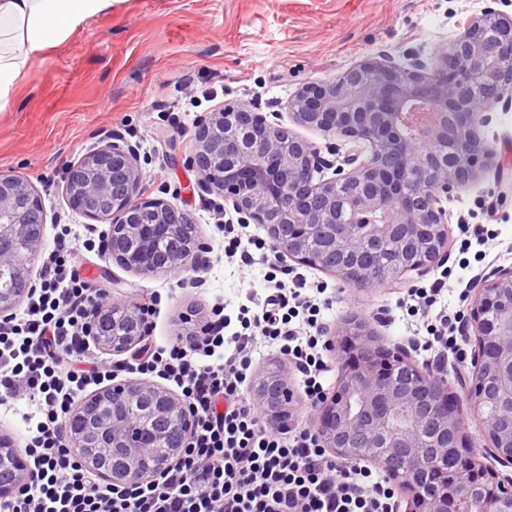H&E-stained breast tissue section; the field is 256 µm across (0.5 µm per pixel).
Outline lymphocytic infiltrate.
I'll list each match as a JSON object with an SVG mask.
<instances>
[{
  "mask_svg": "<svg viewBox=\"0 0 512 512\" xmlns=\"http://www.w3.org/2000/svg\"><path fill=\"white\" fill-rule=\"evenodd\" d=\"M103 295L80 277L60 237L26 308L0 321V397L25 388L38 414L25 447L33 469L0 512H399L394 491L369 466L336 461L308 428L269 430L243 395L262 341L293 360L309 401L322 396L317 309L300 289L278 287L254 314L252 334L225 336L218 320L193 348L175 344L87 368L86 331ZM298 316L310 334L291 327ZM126 371L175 384L196 423L174 467L155 482L116 489L72 454L62 420L86 386Z\"/></svg>",
  "mask_w": 512,
  "mask_h": 512,
  "instance_id": "1",
  "label": "lymphocytic infiltrate"
}]
</instances>
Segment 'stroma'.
<instances>
[{"mask_svg":"<svg viewBox=\"0 0 512 512\" xmlns=\"http://www.w3.org/2000/svg\"><path fill=\"white\" fill-rule=\"evenodd\" d=\"M490 7L512 16V0H112L53 48L36 56L0 108V170L34 184L42 195L49 251L62 227L81 275L94 285L147 303L160 298L151 343L203 335L223 303L228 333L240 331V311L271 292L274 270L317 289L328 331L352 317L368 320L375 336L404 344L427 333V322L401 308L411 288L440 286L437 308L466 311L475 277L512 266V108H495L482 128L497 167L456 190L448 215L449 277L410 272L402 290H358L289 258L243 266L224 255V227L236 236L266 239L259 224H243L231 203L203 193L190 161L197 120L224 105L245 104L273 124L291 126L288 101L309 81L335 80L382 54L404 63L435 61L463 22ZM138 149L145 196L163 197L199 224L210 246L198 276L136 274L104 258L96 245L109 220L73 211L64 190L70 163L112 139ZM482 224L485 244L461 251V224Z\"/></svg>","mask_w":512,"mask_h":512,"instance_id":"35a3bbf8","label":"stroma"}]
</instances>
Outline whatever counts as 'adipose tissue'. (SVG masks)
Masks as SVG:
<instances>
[{
    "instance_id": "ef3b65f1",
    "label": "adipose tissue",
    "mask_w": 512,
    "mask_h": 512,
    "mask_svg": "<svg viewBox=\"0 0 512 512\" xmlns=\"http://www.w3.org/2000/svg\"><path fill=\"white\" fill-rule=\"evenodd\" d=\"M111 6L112 0H0V102L34 54Z\"/></svg>"
}]
</instances>
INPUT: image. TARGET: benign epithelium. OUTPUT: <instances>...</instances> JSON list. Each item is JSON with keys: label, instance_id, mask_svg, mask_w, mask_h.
Instances as JSON below:
<instances>
[{"label": "benign epithelium", "instance_id": "benign-epithelium-1", "mask_svg": "<svg viewBox=\"0 0 512 512\" xmlns=\"http://www.w3.org/2000/svg\"><path fill=\"white\" fill-rule=\"evenodd\" d=\"M512 101V18L491 7L470 16L431 66L368 58L332 82H307L288 101L295 122L340 138L345 151L322 158L288 128L245 105L209 112L192 136L199 188L232 202L243 223L265 227L279 254L367 289L397 286L412 271L442 266L448 218L441 206L489 167L480 129L491 109ZM137 149L112 140L70 164L65 194L90 220L112 218L107 259L138 273L200 271L208 246L198 225L163 197H142ZM333 170V176L323 175ZM45 216L38 188L0 170V319H9L34 282ZM391 247L386 269L358 257ZM465 335L472 372L461 396L419 367L403 344L388 345L368 322L351 319L329 336L341 373L312 405L321 447L349 463L372 464L399 490L401 512H512V267L474 279ZM102 351L128 352L150 336L143 305L114 297L88 330ZM294 399L285 359L255 376L249 400L275 430L288 427ZM482 423L494 463L480 460L465 415ZM192 407L167 387L138 378L101 387L64 420L70 449L112 486L149 483L183 455ZM461 465L448 471V447ZM32 470L0 431V501Z\"/></svg>", "mask_w": 512, "mask_h": 512}]
</instances>
